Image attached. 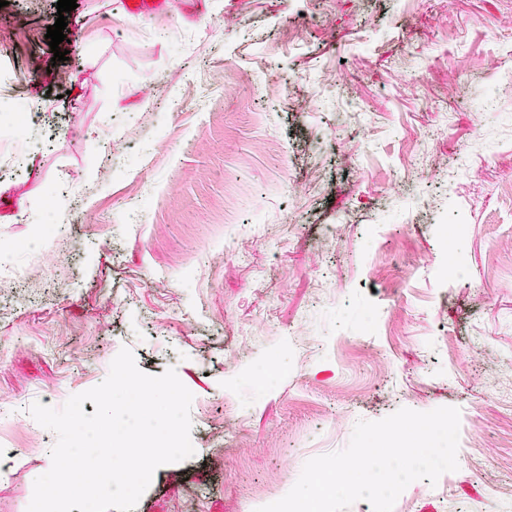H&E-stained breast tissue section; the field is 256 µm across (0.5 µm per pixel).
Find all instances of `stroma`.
<instances>
[{"instance_id": "obj_1", "label": "stroma", "mask_w": 512, "mask_h": 512, "mask_svg": "<svg viewBox=\"0 0 512 512\" xmlns=\"http://www.w3.org/2000/svg\"><path fill=\"white\" fill-rule=\"evenodd\" d=\"M76 2L56 64L53 0L0 8V123L40 115L0 140V512L51 464L29 406L124 347L193 395L135 512H255L443 406L459 468L393 512H512V0Z\"/></svg>"}]
</instances>
